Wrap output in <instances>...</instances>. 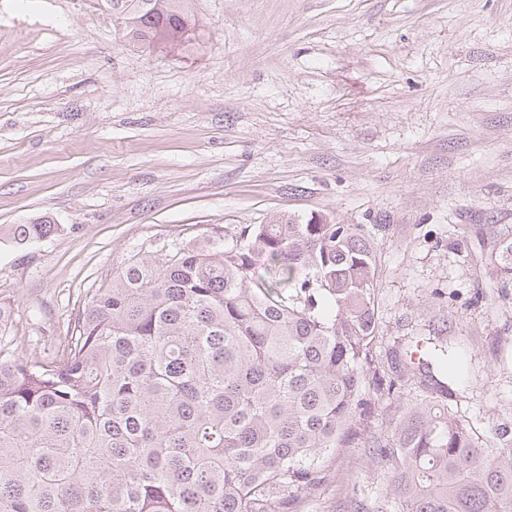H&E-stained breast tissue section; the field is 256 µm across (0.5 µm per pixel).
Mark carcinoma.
Returning a JSON list of instances; mask_svg holds the SVG:
<instances>
[{
    "label": "carcinoma",
    "instance_id": "obj_1",
    "mask_svg": "<svg viewBox=\"0 0 512 512\" xmlns=\"http://www.w3.org/2000/svg\"><path fill=\"white\" fill-rule=\"evenodd\" d=\"M97 5L142 45L180 49L194 30L191 0ZM492 261L511 288L512 238ZM375 288L372 236L323 217L132 256L79 307L61 353L0 360V512H298L359 442L399 512H512V428L478 444L447 404V347L378 360ZM405 379L421 398L374 429V400Z\"/></svg>",
    "mask_w": 512,
    "mask_h": 512
}]
</instances>
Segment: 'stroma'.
Masks as SVG:
<instances>
[{
	"instance_id": "obj_1",
	"label": "stroma",
	"mask_w": 512,
	"mask_h": 512,
	"mask_svg": "<svg viewBox=\"0 0 512 512\" xmlns=\"http://www.w3.org/2000/svg\"><path fill=\"white\" fill-rule=\"evenodd\" d=\"M186 51L128 41L95 0H0V357L57 352L88 291L135 254L275 215L372 233L376 354L436 336L452 409L512 425V0H194ZM345 448L300 512L385 496ZM3 230V232H2ZM60 224H47V222H32L31 224H14L2 229L0 234L12 239L18 244L34 243L63 232ZM493 253L495 254L493 256ZM494 257V258H493ZM493 272L501 283V288L512 287V238L503 235L491 255Z\"/></svg>"
}]
</instances>
